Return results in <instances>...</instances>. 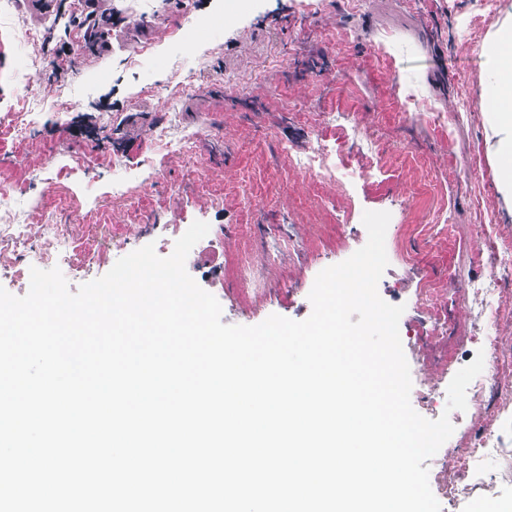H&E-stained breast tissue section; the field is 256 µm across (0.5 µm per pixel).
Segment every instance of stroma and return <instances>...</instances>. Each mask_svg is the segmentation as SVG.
Instances as JSON below:
<instances>
[{
    "mask_svg": "<svg viewBox=\"0 0 512 512\" xmlns=\"http://www.w3.org/2000/svg\"><path fill=\"white\" fill-rule=\"evenodd\" d=\"M110 43L84 46L78 0L37 17L0 0V192L24 234L0 248V287L22 296L56 234L74 245L70 288L174 225L203 221L209 263L188 265L222 307L253 326L309 317L317 274L367 241V211L391 215L380 297L404 306L399 333L413 409L449 413L454 432L425 465L441 512H512V268L484 314L472 290L512 245L501 190L503 133L485 103L490 51L512 0H93ZM338 176L297 167L315 143ZM249 262L264 290L244 293ZM430 300L418 304L420 289ZM498 380L447 411V388L483 339ZM505 453L469 486L466 453L486 424Z\"/></svg>",
    "mask_w": 512,
    "mask_h": 512,
    "instance_id": "1",
    "label": "stroma"
}]
</instances>
